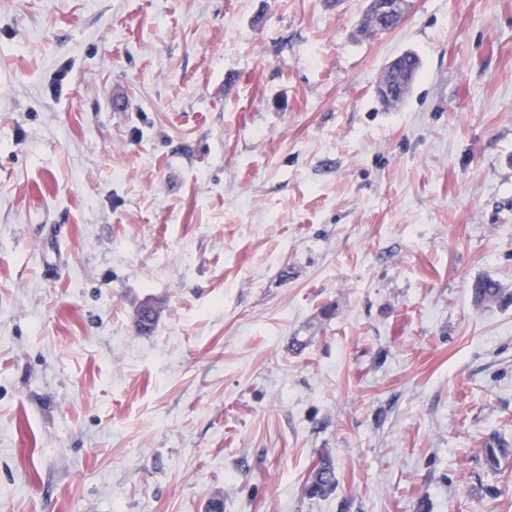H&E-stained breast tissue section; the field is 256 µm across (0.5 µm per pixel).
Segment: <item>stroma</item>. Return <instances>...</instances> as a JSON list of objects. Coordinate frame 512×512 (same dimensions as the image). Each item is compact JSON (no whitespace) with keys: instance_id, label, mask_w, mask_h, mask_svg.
<instances>
[{"instance_id":"1","label":"stroma","mask_w":512,"mask_h":512,"mask_svg":"<svg viewBox=\"0 0 512 512\" xmlns=\"http://www.w3.org/2000/svg\"><path fill=\"white\" fill-rule=\"evenodd\" d=\"M365 5L0 0V512H512V0ZM370 6L375 3L378 15L389 24L386 28L366 30L365 37H374L387 33L397 27L407 16L411 8V0H370ZM471 292L475 302L480 305L501 302L506 295L504 288H501V285L492 278H483L475 281ZM481 449L485 466L493 472L500 468L501 460L512 453V448L509 450L507 445L496 434L486 438L484 440V446ZM337 483L334 460L329 452H323L309 471L306 493L310 497H326L335 492Z\"/></svg>"}]
</instances>
